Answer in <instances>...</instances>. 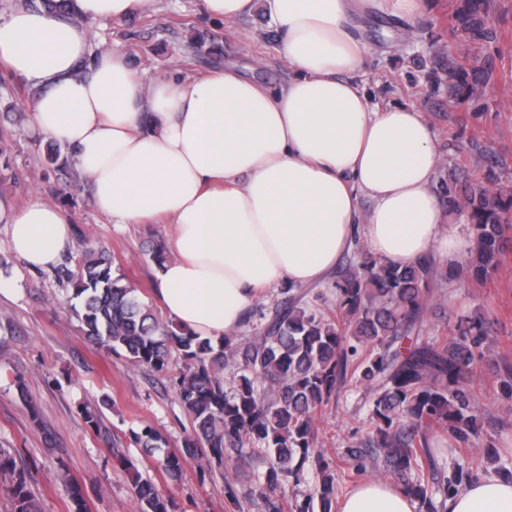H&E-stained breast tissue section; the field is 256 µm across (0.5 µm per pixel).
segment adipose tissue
<instances>
[{"label": "adipose tissue", "instance_id": "obj_1", "mask_svg": "<svg viewBox=\"0 0 512 512\" xmlns=\"http://www.w3.org/2000/svg\"><path fill=\"white\" fill-rule=\"evenodd\" d=\"M155 0H76L77 19L17 9L0 18V63L40 88L34 133L60 144L115 224H172L158 270L166 317L219 340L239 332L264 290L326 281L355 242L395 266L431 255L459 264L470 247L431 188L439 155L415 108L374 104L357 76L371 47L366 12L414 19L425 0H200L233 23L264 9L293 73L266 85L236 66L183 79L144 78L125 50L92 51L91 21L125 19ZM86 75H78L82 64ZM369 209H362L361 199ZM9 243L29 268L55 266L71 237L66 209L0 204ZM384 480L367 479L337 512H416ZM446 512H512V482L467 483Z\"/></svg>", "mask_w": 512, "mask_h": 512}]
</instances>
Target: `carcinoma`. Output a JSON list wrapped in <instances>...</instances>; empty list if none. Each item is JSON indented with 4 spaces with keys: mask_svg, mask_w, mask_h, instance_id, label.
<instances>
[{
    "mask_svg": "<svg viewBox=\"0 0 512 512\" xmlns=\"http://www.w3.org/2000/svg\"><path fill=\"white\" fill-rule=\"evenodd\" d=\"M75 0H23L25 8L74 18ZM460 43L471 47L494 36L487 0H463L455 13ZM207 35L195 31L189 47L196 54L222 57L208 46ZM47 166L72 175L62 147L50 140L44 149ZM448 204L469 216L472 247L464 263L450 268L427 257L398 268L357 248L358 270L336 282L340 317L330 320L300 304L293 287L255 335L238 342L228 337L214 346L171 320L159 319L129 281L112 272V256L87 247L65 257L55 278L73 286L74 312L84 336L107 354H120L132 364L166 369L173 354L184 368L173 379L181 406L192 419L193 435L184 447L191 456L206 448L207 467H222L229 448L244 440L270 451L263 474L272 492L283 481L300 482L316 471L320 512H332L337 470L316 448L315 416L347 383L371 395L364 441L350 446L347 463L365 470L364 458L383 455L385 474L417 503L419 512H445V503L473 479L462 466L446 473L435 457L428 431L448 430L457 443L475 446L480 438V412L474 376L489 357L490 323L480 314L460 320L447 339L420 336L423 312L432 289L470 278L476 282L495 272L512 244V197L480 183L462 195L448 193ZM241 376L233 392L224 390V367ZM134 442L152 450L165 445L156 429L133 433ZM20 449L0 448V472L13 471L8 492L13 512H40L25 473L13 470ZM185 457L168 453L163 472L181 473ZM74 512H87L81 488L64 480ZM140 512H175V503L152 482L134 479Z\"/></svg>",
    "mask_w": 512,
    "mask_h": 512,
    "instance_id": "1",
    "label": "carcinoma"
}]
</instances>
